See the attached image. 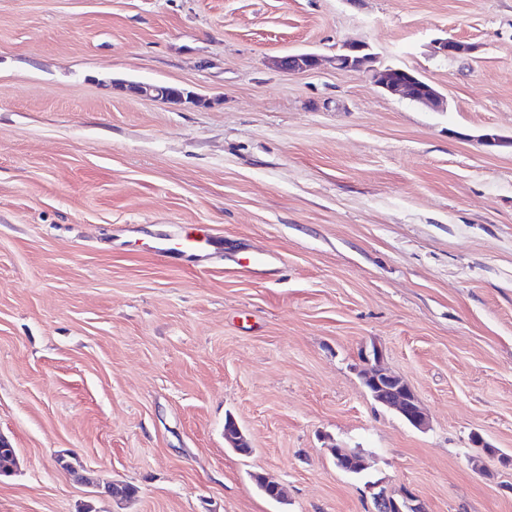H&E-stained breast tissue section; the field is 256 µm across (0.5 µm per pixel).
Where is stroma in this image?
Instances as JSON below:
<instances>
[{
  "label": "stroma",
  "instance_id": "35a3bbf8",
  "mask_svg": "<svg viewBox=\"0 0 512 512\" xmlns=\"http://www.w3.org/2000/svg\"><path fill=\"white\" fill-rule=\"evenodd\" d=\"M197 229L223 252H156ZM0 437V512H512V0H0ZM369 45L362 40L347 44L341 54L334 58L337 69L374 72L375 81L388 93L406 98L425 105L433 110L441 111L446 107V100L429 82L415 75L412 71L402 68H389L376 71L373 67L374 56L368 53ZM319 58L313 53H297L280 58L277 61L279 69L288 72H303L317 68ZM382 352L373 347L364 353L363 360L369 368L363 373V385L369 389L376 402L395 409L412 427L424 430L428 427V416L420 400L399 375L382 365Z\"/></svg>",
  "mask_w": 512,
  "mask_h": 512
}]
</instances>
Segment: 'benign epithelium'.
Masks as SVG:
<instances>
[{"mask_svg": "<svg viewBox=\"0 0 512 512\" xmlns=\"http://www.w3.org/2000/svg\"><path fill=\"white\" fill-rule=\"evenodd\" d=\"M369 45L363 40L347 44L344 51L334 58L336 68L340 70L371 72L375 81L388 93L441 111L446 100L429 82L402 68H389L376 71L373 68L374 56L368 53ZM475 46L454 38L439 42V52L449 58L473 53ZM319 58L313 53H297L280 58L279 69L288 72H303L317 68ZM134 93L145 98L161 100L167 104H180L181 98L167 96L166 90L157 84H138L133 86ZM383 354L374 347L363 356L369 368L363 373V385L368 388L376 402L395 409L412 427L424 430L428 427V416L420 400L399 375L392 373L382 365ZM224 435L234 448H247L249 442L243 436L237 424L229 421L225 425Z\"/></svg>", "mask_w": 512, "mask_h": 512, "instance_id": "1", "label": "benign epithelium"}]
</instances>
